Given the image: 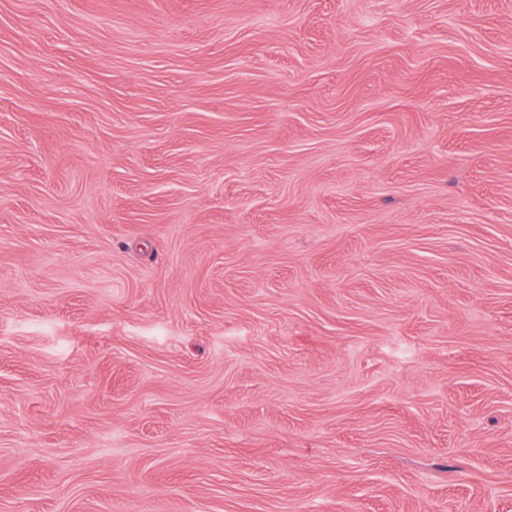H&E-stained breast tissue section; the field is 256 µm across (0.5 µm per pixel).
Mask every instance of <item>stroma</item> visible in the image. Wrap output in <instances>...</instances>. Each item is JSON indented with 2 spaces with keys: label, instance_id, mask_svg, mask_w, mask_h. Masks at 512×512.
<instances>
[{
  "label": "stroma",
  "instance_id": "1",
  "mask_svg": "<svg viewBox=\"0 0 512 512\" xmlns=\"http://www.w3.org/2000/svg\"><path fill=\"white\" fill-rule=\"evenodd\" d=\"M0 512H512V0H0Z\"/></svg>",
  "mask_w": 512,
  "mask_h": 512
}]
</instances>
